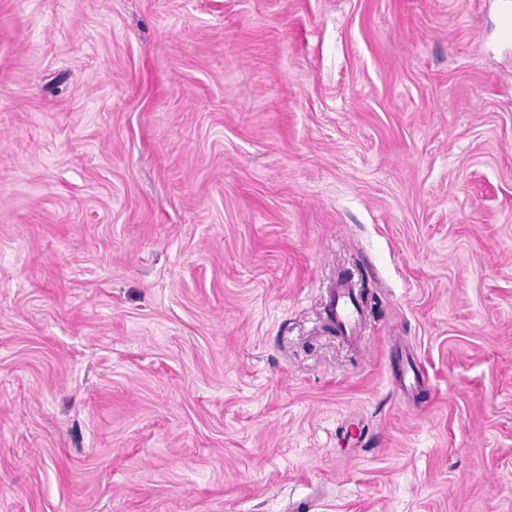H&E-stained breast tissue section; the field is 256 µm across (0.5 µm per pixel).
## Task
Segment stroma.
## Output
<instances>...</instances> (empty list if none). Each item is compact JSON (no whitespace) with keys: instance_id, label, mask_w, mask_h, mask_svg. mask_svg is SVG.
Returning <instances> with one entry per match:
<instances>
[{"instance_id":"obj_1","label":"stroma","mask_w":512,"mask_h":512,"mask_svg":"<svg viewBox=\"0 0 512 512\" xmlns=\"http://www.w3.org/2000/svg\"><path fill=\"white\" fill-rule=\"evenodd\" d=\"M501 11L0 0V512H512ZM331 312L338 330L343 336L354 340L360 336L367 315L355 290L347 281L336 283L331 302Z\"/></svg>"}]
</instances>
